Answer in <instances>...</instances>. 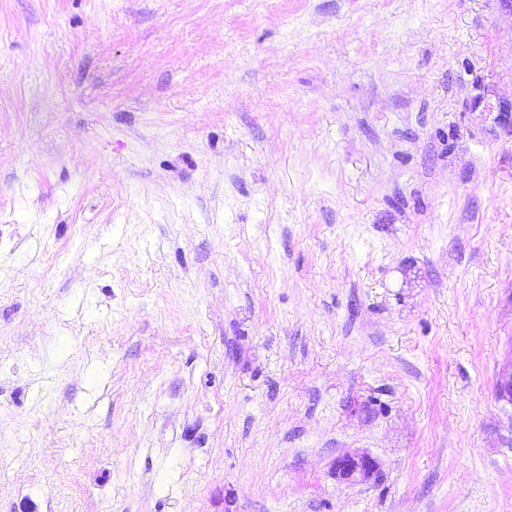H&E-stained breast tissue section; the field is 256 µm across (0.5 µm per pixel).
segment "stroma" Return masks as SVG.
I'll list each match as a JSON object with an SVG mask.
<instances>
[{"instance_id":"obj_1","label":"stroma","mask_w":512,"mask_h":512,"mask_svg":"<svg viewBox=\"0 0 512 512\" xmlns=\"http://www.w3.org/2000/svg\"><path fill=\"white\" fill-rule=\"evenodd\" d=\"M511 376L500 0H0V512H512ZM375 468L374 461L367 456H344L338 462V470L345 479H351L356 474L366 476Z\"/></svg>"}]
</instances>
